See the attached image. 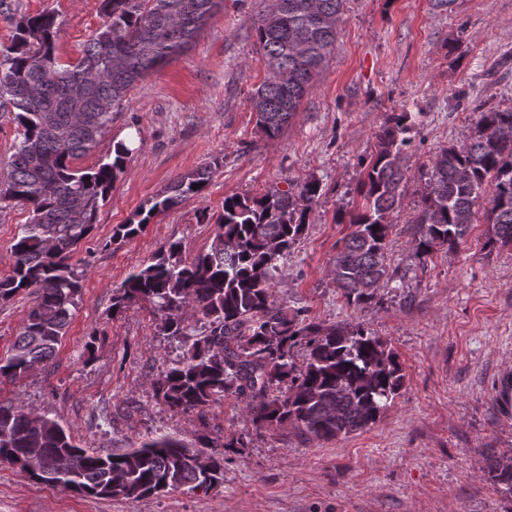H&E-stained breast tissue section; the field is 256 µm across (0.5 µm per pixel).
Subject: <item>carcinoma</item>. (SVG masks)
<instances>
[{
	"label": "carcinoma",
	"mask_w": 512,
	"mask_h": 512,
	"mask_svg": "<svg viewBox=\"0 0 512 512\" xmlns=\"http://www.w3.org/2000/svg\"><path fill=\"white\" fill-rule=\"evenodd\" d=\"M107 21L80 57L56 55V19L22 18L0 47V105L11 107L17 144L0 204L31 210L0 278V301L34 296L11 354L0 358V383L14 382L53 359L73 316L84 270L72 253L94 229L100 203L131 149L119 142L112 161L91 170L73 162L103 137L131 88L181 55L214 17L220 0H102ZM344 0H263L254 22L264 79L249 94L257 130L278 137L335 50ZM411 113L394 112L377 136L359 182L364 203L340 213L354 227L336 251L330 275L348 304L362 306L390 280L392 214L408 179L405 157ZM212 166L177 176L127 223L112 243L140 234L157 215L202 194ZM198 188H192V185ZM489 193L493 242L512 245V108L479 111L477 131L434 155L415 219L414 247L424 258L453 248ZM322 186L224 197L211 248L187 260L172 242L129 274L112 296V313L139 302L153 308L157 330L180 353L152 380L171 410L204 414L231 395L257 430L289 425L310 439L331 440L373 426L402 387L397 354L361 324L322 325L274 295L282 262L304 234ZM303 346L302 362L294 348ZM173 435L102 455L83 448L56 420L22 405L0 404V462L39 483L89 497L149 499L184 487L208 490L224 480V458ZM487 475L512 496V455L486 459Z\"/></svg>",
	"instance_id": "cac0c4a2"
}]
</instances>
